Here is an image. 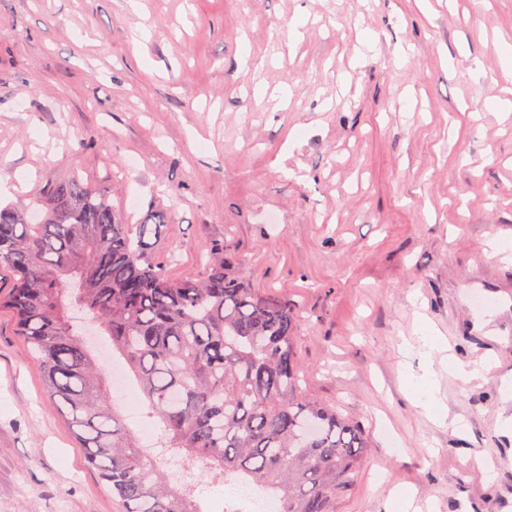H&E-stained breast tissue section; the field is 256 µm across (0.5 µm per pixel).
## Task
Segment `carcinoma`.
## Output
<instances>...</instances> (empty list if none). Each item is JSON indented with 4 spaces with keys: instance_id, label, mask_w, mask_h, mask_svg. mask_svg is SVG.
I'll return each mask as SVG.
<instances>
[{
    "instance_id": "obj_1",
    "label": "carcinoma",
    "mask_w": 512,
    "mask_h": 512,
    "mask_svg": "<svg viewBox=\"0 0 512 512\" xmlns=\"http://www.w3.org/2000/svg\"><path fill=\"white\" fill-rule=\"evenodd\" d=\"M38 220L0 206V266L13 276L7 305L48 394L72 416L81 447L126 512H203L202 478L254 485L278 512H337L352 491L369 437L359 422L308 398L286 299L256 294L224 258L202 276L173 279L145 261L161 221L131 230L109 199L78 182L36 199ZM83 306L159 419L156 447L186 478L150 468L96 377V361L70 316ZM205 461V473L195 463Z\"/></svg>"
}]
</instances>
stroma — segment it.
Segmentation results:
<instances>
[{
	"label": "stroma",
	"mask_w": 512,
	"mask_h": 512,
	"mask_svg": "<svg viewBox=\"0 0 512 512\" xmlns=\"http://www.w3.org/2000/svg\"><path fill=\"white\" fill-rule=\"evenodd\" d=\"M510 45L512 0H0V203L77 178L164 216L171 278L220 249L288 299L305 393L371 443L339 512H512ZM425 326L493 361L434 353L445 423ZM124 510L0 308V512ZM490 366V363L486 361L462 362L454 354H448V373L463 381L476 378L483 371L488 370ZM412 385L420 389L418 395H414V404L421 409L422 413L429 418L440 419L442 422L446 418L441 410V399L436 387L434 373L427 370L418 378L410 379Z\"/></svg>",
	"instance_id": "35a3bbf8"
}]
</instances>
